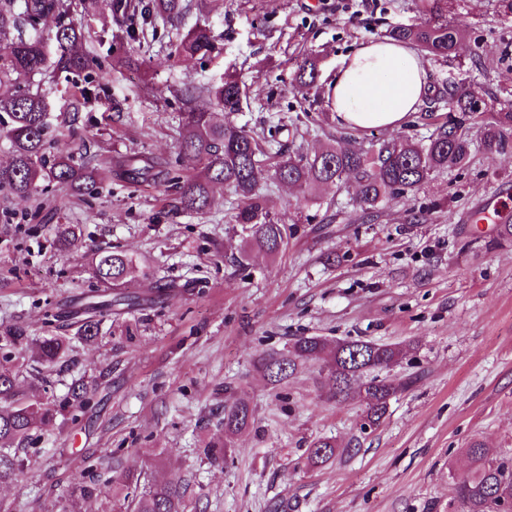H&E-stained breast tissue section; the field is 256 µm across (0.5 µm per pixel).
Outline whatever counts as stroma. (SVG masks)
Returning <instances> with one entry per match:
<instances>
[{"instance_id": "35a3bbf8", "label": "stroma", "mask_w": 512, "mask_h": 512, "mask_svg": "<svg viewBox=\"0 0 512 512\" xmlns=\"http://www.w3.org/2000/svg\"><path fill=\"white\" fill-rule=\"evenodd\" d=\"M440 6L464 38L456 53L427 58L431 94L399 133L426 142L448 118L443 96L470 89L478 111L463 126L474 143L467 164L370 213L351 184L267 182V209L288 225V246L252 251L239 268L227 260L242 242L226 233L234 211L224 185H212L209 213L176 214L170 187L116 179L119 160L136 152L198 176L194 159L177 156L175 94L193 87L194 111H215L208 90L228 73L242 91L232 123L270 152L311 154L348 134L371 147L390 131L336 123L326 89L354 48L423 25L430 13L422 0H192L175 27L144 24L161 45L129 64L121 51L136 43L109 24L108 2L98 0L84 20L83 51L111 62L110 81L80 105L62 81L48 101L59 147L86 144L87 162L106 178L89 205L51 189L31 199L0 192V323L37 336L46 303L72 311L93 294L84 260L56 247L59 224L82 225L83 251L122 249L171 289L128 283L143 300L129 333L78 346L76 374L99 383L94 406L80 426L42 427V441L24 452L27 480L0 484V505L127 512L107 491L70 498L80 482L118 478L117 457L151 482L185 479L197 512H270L274 500L288 512H451L449 475L467 466L470 442L512 458V245H491L499 225L512 224V196L501 195L512 188V124L504 151L479 143L483 123L512 110V10L506 0ZM199 25L212 29L218 52L168 56L166 42ZM308 58L318 61L317 80L304 94L297 75ZM299 112L310 113L309 132L291 124ZM493 201L499 207L485 222H471ZM297 336L406 344L405 357L379 375L411 385L379 426L364 429V403L335 396L322 362L300 365L277 386L264 378L261 359ZM229 397L249 403L253 423L211 463L198 450L223 439ZM320 438L335 440L336 455L309 465L307 449Z\"/></svg>"}]
</instances>
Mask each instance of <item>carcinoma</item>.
I'll return each instance as SVG.
<instances>
[{
    "instance_id": "obj_1",
    "label": "carcinoma",
    "mask_w": 512,
    "mask_h": 512,
    "mask_svg": "<svg viewBox=\"0 0 512 512\" xmlns=\"http://www.w3.org/2000/svg\"><path fill=\"white\" fill-rule=\"evenodd\" d=\"M97 0H0V140L5 142L9 161L0 164V191L18 197H32L52 186L85 201L100 189L99 173L76 155L87 146L62 151L56 148L47 96L34 84L37 75L62 76L73 80L72 88L87 98L88 87L76 83L95 68L98 87L105 86L106 67L84 54L81 22L75 8L89 15ZM189 0H111L115 23L134 31L138 17L149 15L164 24L176 25L189 9ZM434 21L418 27H395L389 36L418 45L432 56L446 57L456 50L463 30L438 13L435 3L427 5ZM54 22L52 35L43 34L48 21ZM216 40L210 27L198 26L184 34L173 53L177 56H211ZM316 66L306 60L299 67V89L308 90L315 82ZM221 111H239L241 89L229 75L212 91ZM448 120L439 125L425 145L396 136L378 147L366 150L346 138L313 154L280 152L265 163V152L258 137L242 127L217 118L214 112H183L179 123V151L203 163V176L180 181L171 168L150 158L126 156L116 176L129 183L162 182L175 187L172 208L179 213L206 214L214 201L210 185L222 183L235 196V225L243 246L232 257L238 267L245 266L248 251L254 248L270 255L288 245V228L269 218L261 182L271 176L278 182L308 188L312 185L337 186L355 182L356 199L369 210L384 198L415 190L430 174L448 167H463L471 153V142L462 133L464 120L474 113L476 101L467 91L448 92ZM505 141L500 122L484 126L483 142L489 149L501 150ZM58 245L78 252L80 229L76 224L57 226ZM88 271L100 288V300L71 313L72 336L51 332L33 338L17 325L0 324V484L18 483L27 474L20 455L26 446L41 439L39 427L66 416L71 424L80 423L79 414L88 408L94 387L82 378H73L60 400L42 399L37 392L46 383L41 369L62 372L74 363V340L94 343L103 337V325L112 316L131 312L139 298L125 292L128 282L154 277L131 255L120 250L97 249L88 259ZM405 347L370 341H339L333 349L319 336H298L286 352L262 359L260 367L273 383L282 381L299 364L322 360L336 393L355 395L365 403L367 424L377 426L385 418L389 401L408 388V383L381 379L374 371L402 359ZM28 374L30 390L18 386V377ZM252 410L243 400L224 408V437L246 431ZM469 468L452 476L453 499L463 512H497L512 505V460L494 457L479 441L466 448ZM336 454V442L319 439L308 449L307 459L323 464ZM133 489L132 512H195L186 500V487L172 478L135 492L134 473L125 475Z\"/></svg>"
}]
</instances>
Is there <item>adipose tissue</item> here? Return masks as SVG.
Returning <instances> with one entry per match:
<instances>
[{
	"mask_svg": "<svg viewBox=\"0 0 512 512\" xmlns=\"http://www.w3.org/2000/svg\"><path fill=\"white\" fill-rule=\"evenodd\" d=\"M429 92L423 57L406 42L378 40L356 48L327 88L336 120L358 129H398Z\"/></svg>",
	"mask_w": 512,
	"mask_h": 512,
	"instance_id": "ef3b65f1",
	"label": "adipose tissue"
}]
</instances>
